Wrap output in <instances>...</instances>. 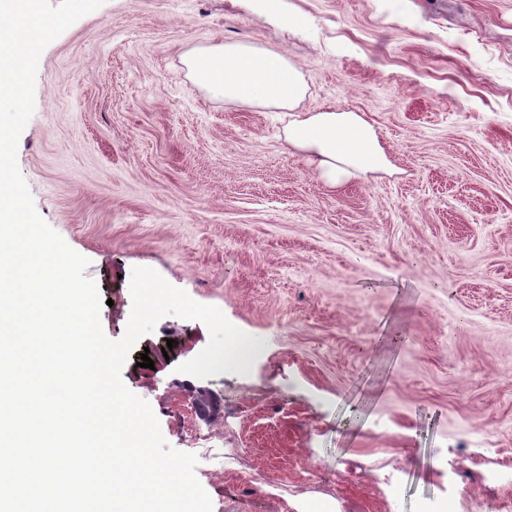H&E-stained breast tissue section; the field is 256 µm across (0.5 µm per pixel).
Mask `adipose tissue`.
I'll use <instances>...</instances> for the list:
<instances>
[{"label": "adipose tissue", "instance_id": "1", "mask_svg": "<svg viewBox=\"0 0 512 512\" xmlns=\"http://www.w3.org/2000/svg\"><path fill=\"white\" fill-rule=\"evenodd\" d=\"M184 63L198 86L228 102L291 108L305 93L284 55L245 41L194 49ZM285 142L332 185L389 165L374 129L353 112L303 113L289 122Z\"/></svg>", "mask_w": 512, "mask_h": 512}]
</instances>
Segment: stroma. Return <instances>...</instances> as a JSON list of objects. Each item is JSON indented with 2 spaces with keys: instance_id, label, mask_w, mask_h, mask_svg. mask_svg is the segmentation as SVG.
<instances>
[{
  "instance_id": "1",
  "label": "stroma",
  "mask_w": 512,
  "mask_h": 512,
  "mask_svg": "<svg viewBox=\"0 0 512 512\" xmlns=\"http://www.w3.org/2000/svg\"><path fill=\"white\" fill-rule=\"evenodd\" d=\"M225 41L284 54L296 110L196 85L184 55ZM40 59L17 163L106 337L147 267L264 340L249 374L196 378L209 331L167 315L121 370L171 447L185 420L218 436L216 512L512 497V0H104ZM328 108L389 168L332 185L287 151L294 111Z\"/></svg>"
}]
</instances>
